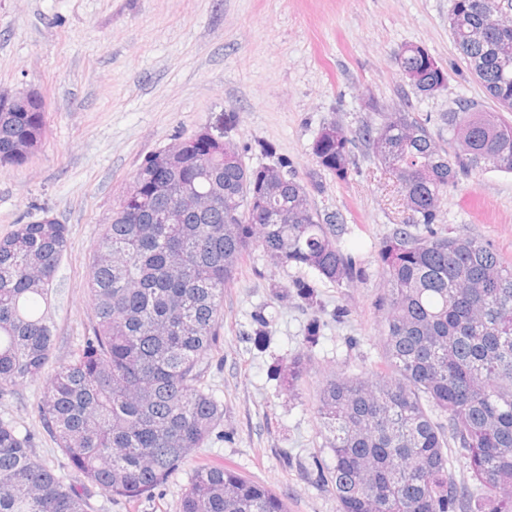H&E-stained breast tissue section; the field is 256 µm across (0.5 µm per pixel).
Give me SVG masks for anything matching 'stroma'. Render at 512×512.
<instances>
[{"label": "stroma", "instance_id": "obj_1", "mask_svg": "<svg viewBox=\"0 0 512 512\" xmlns=\"http://www.w3.org/2000/svg\"><path fill=\"white\" fill-rule=\"evenodd\" d=\"M452 3L0 0V90L39 92L46 122L34 156L0 165V237L42 216L68 230L55 281L52 366L70 361L92 325L89 266L127 183L148 156L198 131L236 143L251 166L265 161L260 144H273L311 185L312 206L342 215L341 246L362 259L357 280L318 283L308 307L276 294L306 270L274 267L254 251L224 287V323L202 379L223 403V419L152 498L130 504L93 488L87 512H178L201 460L264 484L288 512H338L317 476L330 461L318 394L326 377L381 359L377 253L404 214L364 144L343 180L317 166L311 146L328 122L352 132L378 126L395 108L436 116L466 99L494 109L452 40ZM405 44L425 46L446 69L444 90L425 98L402 78L393 53ZM437 229L486 240L512 262V173L486 170L460 182L442 201ZM296 357L307 373L288 392L280 377ZM45 386L40 377L0 396V418L30 432L37 458L63 475L67 459L36 409Z\"/></svg>", "mask_w": 512, "mask_h": 512}]
</instances>
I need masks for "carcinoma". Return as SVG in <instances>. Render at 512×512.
Segmentation results:
<instances>
[{"mask_svg":"<svg viewBox=\"0 0 512 512\" xmlns=\"http://www.w3.org/2000/svg\"><path fill=\"white\" fill-rule=\"evenodd\" d=\"M448 27L470 74L512 112V0H453ZM421 96L448 73L427 48L395 53ZM387 112L359 131L409 212L378 251L383 358L322 384L317 414L331 465L320 471L339 512H512V263L488 242L442 234L441 202L487 169L512 173V124L470 100L437 118ZM45 112L20 102L0 112V165L23 161L44 138ZM355 140L322 127L311 154L345 179ZM278 170L247 165L238 147L196 135L175 160L148 157L112 210L89 268L95 323L56 367L37 411L68 460L57 475L32 453V435L0 419V512H86L81 489L136 502L153 493L224 416L201 386L224 320V284L254 248L338 286L361 272L341 250L339 213L317 210L308 186L273 146ZM277 179V193H265ZM212 197L202 214L172 215L179 192ZM422 227L414 233L411 228ZM66 225L43 217L0 238V393L42 374L53 349V286ZM306 304L316 280L292 282ZM447 415L448 426L432 412ZM472 485L451 476L448 441ZM179 512H288L265 485L222 463L198 464Z\"/></svg>","mask_w":512,"mask_h":512,"instance_id":"obj_1","label":"carcinoma"}]
</instances>
